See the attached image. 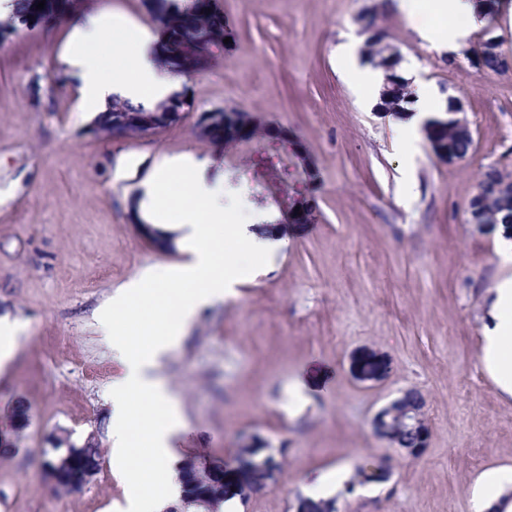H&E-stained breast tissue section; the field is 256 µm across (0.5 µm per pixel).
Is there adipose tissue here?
<instances>
[{"label": "adipose tissue", "mask_w": 512, "mask_h": 512, "mask_svg": "<svg viewBox=\"0 0 512 512\" xmlns=\"http://www.w3.org/2000/svg\"><path fill=\"white\" fill-rule=\"evenodd\" d=\"M432 10L453 11L458 20L442 38L452 51L483 24L472 0H434ZM152 41L149 31L131 29L122 19L102 13L77 18L73 43L64 54L63 63L80 78L81 111H106L117 93L149 107L180 88L183 76L155 65L150 53ZM114 43L125 48L128 62L106 75L97 53ZM208 172V162L189 157L158 162L149 199L139 205L142 216L152 224H174L184 229V238L191 242L196 260L180 276L169 270L146 271L116 303L125 318L156 326L153 337L137 346L123 338L112 340L124 368L112 388L115 460L132 478L141 512H165L181 496L175 459L166 445L179 416L164 382L153 373L157 352L178 336L245 266L243 259L225 255L223 242L214 234V225L224 221L223 187L220 182L209 180ZM176 178L184 181L186 189L184 200L177 203L168 194V187ZM494 295L482 360L501 389L512 395V279L500 281ZM143 446L154 451L152 468H143L139 462L137 450Z\"/></svg>", "instance_id": "1"}]
</instances>
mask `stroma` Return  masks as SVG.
Instances as JSON below:
<instances>
[{"label":"stroma","mask_w":512,"mask_h":512,"mask_svg":"<svg viewBox=\"0 0 512 512\" xmlns=\"http://www.w3.org/2000/svg\"><path fill=\"white\" fill-rule=\"evenodd\" d=\"M379 0H221L237 42L190 74L172 124L117 142L92 137L79 78L46 98L63 70L71 23L25 28L0 42V323H20L0 367V425L16 403L26 425L0 457L7 512H134L129 480L112 464V349L117 293L148 269H183L182 245L154 247L132 223L145 198L141 165L164 155L250 177V156L196 134L201 112L238 109L286 127L304 147L289 156L288 193L312 195L311 224H267L243 187L224 191V221L251 246L249 268L163 351L155 373L177 402L169 439L180 456L246 470L273 458L238 493L241 512H319L307 479L347 467L335 512H473L481 476L512 470V396L481 356L493 289L512 278L494 225L472 224L485 170L512 175V74L477 69L421 35L398 8L382 22L417 94L453 100L473 134L465 157L437 156L424 130L368 101L359 75L365 16ZM310 161L315 183L302 175ZM417 391L428 422L419 455L379 438L375 413ZM95 437L100 471L58 495L41 461L58 437ZM380 480L362 485V466Z\"/></svg>","instance_id":"stroma-1"}]
</instances>
